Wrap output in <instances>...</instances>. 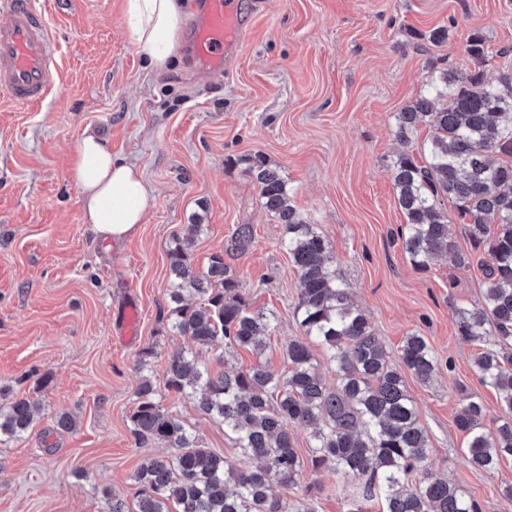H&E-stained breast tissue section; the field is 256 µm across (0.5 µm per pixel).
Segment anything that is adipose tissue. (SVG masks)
Segmentation results:
<instances>
[{"mask_svg":"<svg viewBox=\"0 0 512 512\" xmlns=\"http://www.w3.org/2000/svg\"><path fill=\"white\" fill-rule=\"evenodd\" d=\"M182 19L180 0H126L129 37L153 68H165L176 55ZM69 177L80 191L84 223L105 240L128 238L153 202L140 167L114 158L93 134L81 139Z\"/></svg>","mask_w":512,"mask_h":512,"instance_id":"adipose-tissue-1","label":"adipose tissue"}]
</instances>
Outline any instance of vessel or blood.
I'll return each instance as SVG.
<instances>
[{
  "mask_svg": "<svg viewBox=\"0 0 512 512\" xmlns=\"http://www.w3.org/2000/svg\"><path fill=\"white\" fill-rule=\"evenodd\" d=\"M0 97L21 107L41 104L59 80L57 44L29 0H0ZM187 51L199 72H222L241 52L248 25L238 0H201L188 22Z\"/></svg>",
  "mask_w": 512,
  "mask_h": 512,
  "instance_id": "obj_1",
  "label": "vessel or blood"
}]
</instances>
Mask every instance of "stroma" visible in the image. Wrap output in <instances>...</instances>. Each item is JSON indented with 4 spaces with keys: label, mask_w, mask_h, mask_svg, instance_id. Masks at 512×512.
I'll return each instance as SVG.
<instances>
[{
    "label": "stroma",
    "mask_w": 512,
    "mask_h": 512,
    "mask_svg": "<svg viewBox=\"0 0 512 512\" xmlns=\"http://www.w3.org/2000/svg\"><path fill=\"white\" fill-rule=\"evenodd\" d=\"M47 19L62 79L41 105L0 100V386L30 397L36 418L20 440L0 444V512H104L102 489L136 506L133 475L157 454L129 430L138 384L135 360L153 348L156 368L191 348L160 316L170 279L167 251L202 222L191 261L205 269L237 225H253L248 252L231 258L253 306L279 321L264 358L284 369L283 346L298 335L297 274L280 247L283 227L260 206L245 172L260 154L287 180L297 210L329 241L349 284L390 352L405 336H427L445 368L433 381L407 376L429 464L483 505L512 512V458L491 472L471 468L454 422L462 393L499 414L495 392L473 366L474 344L456 334L454 310L480 296L481 255L466 269L451 260L415 271L397 240L406 219L390 174L394 156L419 149L393 135V115L423 91L434 69L470 68L473 33L486 41L488 78L512 73V0H242L250 29L224 72L192 74L185 54L164 70L131 43L125 0H30ZM447 29L441 44L433 31ZM97 134L112 154L144 172L153 203L121 243L84 224L68 171L81 138ZM141 314L123 342L127 305ZM164 405L207 448L235 458L222 424L190 400ZM69 412L73 430L57 429ZM351 486L303 470L283 490L313 512H348Z\"/></svg>",
    "instance_id": "1"
}]
</instances>
